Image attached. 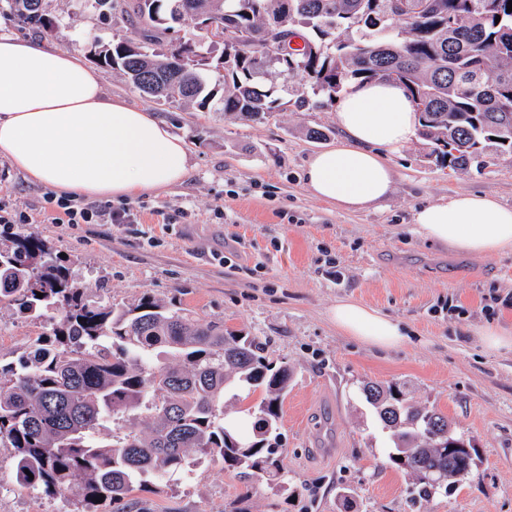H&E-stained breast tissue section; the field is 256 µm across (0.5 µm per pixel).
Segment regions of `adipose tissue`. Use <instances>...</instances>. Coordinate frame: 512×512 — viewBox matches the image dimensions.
<instances>
[{"label":"adipose tissue","mask_w":512,"mask_h":512,"mask_svg":"<svg viewBox=\"0 0 512 512\" xmlns=\"http://www.w3.org/2000/svg\"><path fill=\"white\" fill-rule=\"evenodd\" d=\"M336 144L315 152L305 170L314 199L357 211L393 187L389 155L414 138L418 114L400 83L354 84L337 98ZM0 158L57 192L125 200L166 190L189 174L184 141L152 113L107 97L96 71L76 53L0 31ZM413 231L430 244L478 256L512 252V207L462 192L425 205ZM337 329L361 343L394 348L398 322L354 298L329 310Z\"/></svg>","instance_id":"adipose-tissue-1"}]
</instances>
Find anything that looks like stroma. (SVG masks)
Wrapping results in <instances>:
<instances>
[{
  "label": "stroma",
  "mask_w": 512,
  "mask_h": 512,
  "mask_svg": "<svg viewBox=\"0 0 512 512\" xmlns=\"http://www.w3.org/2000/svg\"><path fill=\"white\" fill-rule=\"evenodd\" d=\"M58 48L92 60L97 45L132 37L120 16L101 19L87 0H52ZM106 96L151 112L188 148L189 177L133 199V224H59L48 186L0 158V192L36 213L32 224L0 226V243L34 234L63 256L89 300L119 305L151 295L195 317L224 322L264 342L274 363L294 370L280 424L284 476L245 491L235 471L192 454L190 480L135 490L148 512H411L410 479L387 466L386 438L358 399L360 381H404L434 402L473 441L468 479L418 512H512V354L491 353L480 330L512 328V254L472 256L421 242L407 226L423 205L462 191L512 205V155L488 150L486 164L461 172L431 163L421 139L390 157L394 185L384 201L348 212L313 199L304 187L310 156L338 140L334 108L288 109L258 125L211 108L139 95L99 67ZM324 136L312 139L308 130ZM352 297L406 327L399 347H368L328 319ZM44 328L0 310V359L25 355ZM0 512H60L15 481L0 448Z\"/></svg>",
  "instance_id": "obj_1"
}]
</instances>
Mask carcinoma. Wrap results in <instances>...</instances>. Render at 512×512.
<instances>
[{"label": "carcinoma", "mask_w": 512, "mask_h": 512, "mask_svg": "<svg viewBox=\"0 0 512 512\" xmlns=\"http://www.w3.org/2000/svg\"><path fill=\"white\" fill-rule=\"evenodd\" d=\"M99 16L120 11L139 38L118 37L98 61L146 94L199 100L206 108L262 123L288 103L322 109L354 83H401L420 115L419 134L443 167L485 163L489 144L512 154V12L508 0H398L374 13L372 0H89ZM25 28L49 35L59 26L48 7L0 0ZM500 21H495V17ZM211 22L235 34L212 55L214 41L172 36ZM295 36L302 48L278 55ZM222 87L214 101L210 84ZM294 92L295 100L284 97ZM43 297H37V293ZM46 319V339L15 362H0V447L13 449L17 483L81 512H147L134 484L192 475V451L237 471L246 492L281 477L279 421L293 372L273 367L263 343L224 325L192 319L152 296L118 307L91 302L86 288L35 235L0 246V304ZM260 400L245 425L228 422L224 395ZM381 430L387 463L410 474L417 504L464 477L473 448L448 416L409 401L398 383L359 388ZM139 410L147 435L102 442V423Z\"/></svg>", "instance_id": "1"}]
</instances>
